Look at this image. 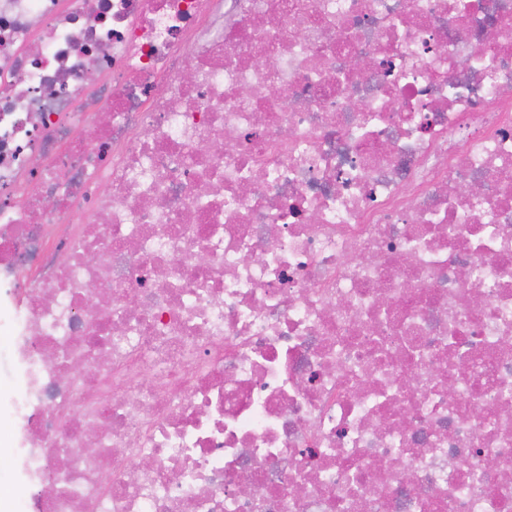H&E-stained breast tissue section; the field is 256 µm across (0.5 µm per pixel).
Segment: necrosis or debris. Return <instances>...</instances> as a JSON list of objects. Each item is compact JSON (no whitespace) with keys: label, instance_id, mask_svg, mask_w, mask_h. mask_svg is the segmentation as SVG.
<instances>
[{"label":"necrosis or debris","instance_id":"necrosis-or-debris-1","mask_svg":"<svg viewBox=\"0 0 512 512\" xmlns=\"http://www.w3.org/2000/svg\"><path fill=\"white\" fill-rule=\"evenodd\" d=\"M1 288L16 512H512V0H0Z\"/></svg>","mask_w":512,"mask_h":512}]
</instances>
